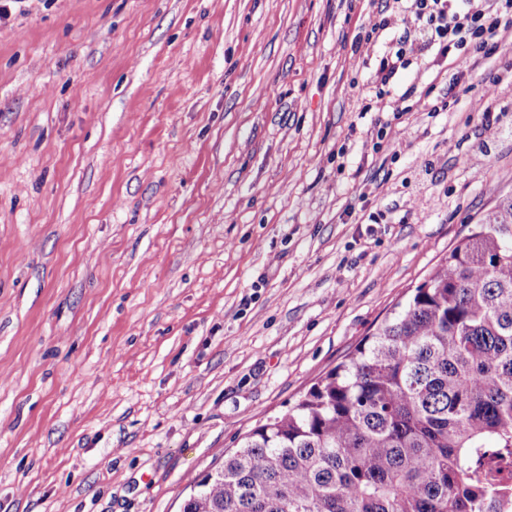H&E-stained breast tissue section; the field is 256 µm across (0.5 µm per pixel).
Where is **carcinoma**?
I'll use <instances>...</instances> for the list:
<instances>
[{
	"mask_svg": "<svg viewBox=\"0 0 512 512\" xmlns=\"http://www.w3.org/2000/svg\"><path fill=\"white\" fill-rule=\"evenodd\" d=\"M182 512H512V195Z\"/></svg>",
	"mask_w": 512,
	"mask_h": 512,
	"instance_id": "cac0c4a2",
	"label": "carcinoma"
}]
</instances>
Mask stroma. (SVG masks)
Returning <instances> with one entry per match:
<instances>
[{"mask_svg":"<svg viewBox=\"0 0 512 512\" xmlns=\"http://www.w3.org/2000/svg\"><path fill=\"white\" fill-rule=\"evenodd\" d=\"M384 7L0 0V512H181L512 195V31ZM404 12L421 23L427 39L418 50L438 48L445 58L458 52L459 68L487 59L502 50L498 34L512 28L511 0H404ZM407 51L400 47L394 56L383 57L373 75V83L378 86H386L391 83L400 71L405 70L410 65V59L406 57Z\"/></svg>","mask_w":512,"mask_h":512,"instance_id":"1","label":"stroma"}]
</instances>
